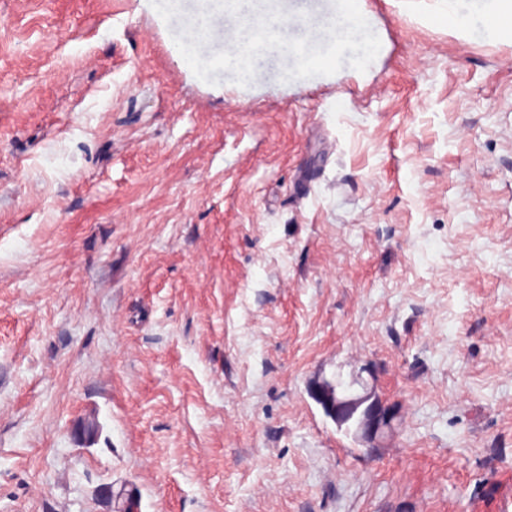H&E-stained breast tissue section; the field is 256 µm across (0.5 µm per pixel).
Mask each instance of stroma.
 Listing matches in <instances>:
<instances>
[{
  "mask_svg": "<svg viewBox=\"0 0 512 512\" xmlns=\"http://www.w3.org/2000/svg\"><path fill=\"white\" fill-rule=\"evenodd\" d=\"M441 8L299 81L336 0H0V512H512V42ZM364 372L371 375L368 368L362 367L360 372L351 375L353 385L348 389L341 388L336 379L334 381L318 380L315 383H317V395L323 406L325 416L335 423L338 422V416L345 411L355 410L369 401L370 404H375L384 409L380 413L369 415L357 430V438L368 445L373 443L384 429L392 428L396 410L392 405L378 401L374 389L365 393L362 391L359 385L362 384L361 380L364 379ZM355 385L357 386L354 388Z\"/></svg>",
  "mask_w": 512,
  "mask_h": 512,
  "instance_id": "35a3bbf8",
  "label": "stroma"
}]
</instances>
